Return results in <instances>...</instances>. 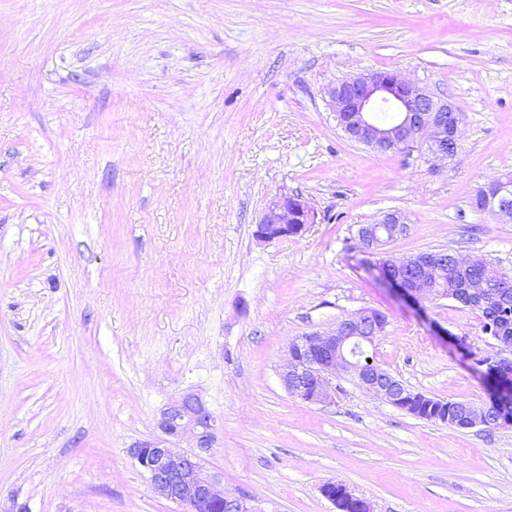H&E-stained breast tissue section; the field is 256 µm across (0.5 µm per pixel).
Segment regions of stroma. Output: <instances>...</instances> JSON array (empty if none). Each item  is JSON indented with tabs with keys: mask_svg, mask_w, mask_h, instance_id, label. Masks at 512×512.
<instances>
[{
	"mask_svg": "<svg viewBox=\"0 0 512 512\" xmlns=\"http://www.w3.org/2000/svg\"><path fill=\"white\" fill-rule=\"evenodd\" d=\"M372 70L459 107L454 161L346 137L324 92ZM504 174L512 0H0V512H187L127 448L189 391L218 418L207 467L257 512H336L329 481L374 512H512V426L278 378L292 339L374 309L376 364L486 403L478 311L405 301L358 231L395 210L386 252L510 268L512 223L472 207ZM279 193L316 219L258 241Z\"/></svg>",
	"mask_w": 512,
	"mask_h": 512,
	"instance_id": "1",
	"label": "stroma"
}]
</instances>
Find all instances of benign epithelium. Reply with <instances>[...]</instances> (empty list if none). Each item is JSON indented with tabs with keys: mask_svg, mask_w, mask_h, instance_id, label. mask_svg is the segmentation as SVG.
<instances>
[{
	"mask_svg": "<svg viewBox=\"0 0 512 512\" xmlns=\"http://www.w3.org/2000/svg\"><path fill=\"white\" fill-rule=\"evenodd\" d=\"M328 106L348 138L380 153L417 147L437 161L454 159L460 148V109L451 101L422 87L399 71L376 70L349 77L325 91ZM497 201L486 209L512 222V184L502 179ZM315 213L298 195L278 194L267 204L254 236L261 242L296 235L314 223ZM404 217L397 211L384 214L376 224L359 229L362 245L379 250L402 233ZM443 251H423L391 264H377L387 286L406 298L441 297L432 283L444 272ZM464 268L479 267L486 281L508 278L507 270L485 261L459 259ZM388 325L387 317L372 309L357 311L342 319L329 332H313L293 340L280 365L278 377L293 398L313 404L331 401L334 382L349 376L366 394L405 410L411 401L437 402L410 390L402 381L364 359L363 351L373 345ZM158 435L136 441L127 448L153 492L187 507L191 512H256L243 497L224 493L223 478L204 465L215 448L217 418L197 393H185L169 401L159 412ZM323 494L339 512H373L371 503L351 494L336 492L328 483Z\"/></svg>",
	"mask_w": 512,
	"mask_h": 512,
	"instance_id": "obj_1",
	"label": "benign epithelium"
}]
</instances>
